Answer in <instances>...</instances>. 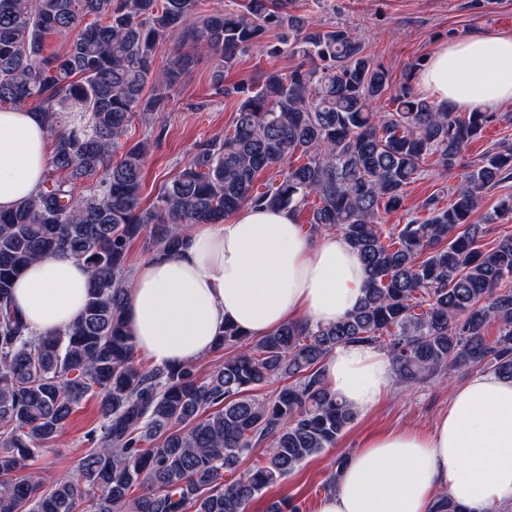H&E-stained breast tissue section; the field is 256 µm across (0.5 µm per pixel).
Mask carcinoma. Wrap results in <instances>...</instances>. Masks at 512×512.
Masks as SVG:
<instances>
[{
	"label": "carcinoma",
	"instance_id": "cac0c4a2",
	"mask_svg": "<svg viewBox=\"0 0 512 512\" xmlns=\"http://www.w3.org/2000/svg\"><path fill=\"white\" fill-rule=\"evenodd\" d=\"M206 3L0 0V108L35 107L52 142L40 192L0 211V512H248L354 421L323 382L340 345L385 351L407 386L477 367L512 379V237L480 245L487 225L512 216L511 196L483 208L512 179V143L461 163L486 127L512 115L457 114L408 82L392 87L352 29L292 14L288 0H247L239 13ZM51 36L69 38L64 51H45ZM168 41L176 49L155 72ZM286 43L301 58L288 73L224 84L239 57L278 55ZM202 52L220 60L215 90L236 97L234 119L194 144L144 209L149 147L122 139L161 111ZM457 168L448 205L434 193L420 205L426 217L382 231L409 186ZM267 171L277 178L258 183ZM84 181L93 190L79 200ZM248 203L307 212L311 236L341 233L365 265L362 302L333 325L291 322L256 340L225 325L215 349L227 354L206 383L192 364L138 368L124 318L130 244L148 229L153 246L176 248L189 225L222 224ZM53 254L87 264L88 300L69 329L35 336L12 308L13 283ZM273 382L270 397L255 395ZM91 396L104 419L99 447L45 484L28 460ZM259 445L264 459L236 475Z\"/></svg>",
	"mask_w": 512,
	"mask_h": 512
}]
</instances>
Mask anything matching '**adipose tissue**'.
Segmentation results:
<instances>
[{"mask_svg": "<svg viewBox=\"0 0 512 512\" xmlns=\"http://www.w3.org/2000/svg\"><path fill=\"white\" fill-rule=\"evenodd\" d=\"M440 107L492 112L512 102V37L476 34L437 48L414 75ZM43 113L0 111V210L36 195L50 160ZM90 270L62 255L34 261L12 305L30 330L71 325L88 296ZM125 305L134 348L179 367L211 350L225 323L261 337L293 321L327 326L364 297L366 274L338 233L307 236L291 211L248 204L221 224H195L177 249H157L129 273ZM326 388L354 410L390 390L392 364L373 346L336 347ZM467 512H512V379L491 372L455 385L431 431L376 435L344 464L316 512H432L440 491Z\"/></svg>", "mask_w": 512, "mask_h": 512, "instance_id": "obj_1", "label": "adipose tissue"}]
</instances>
